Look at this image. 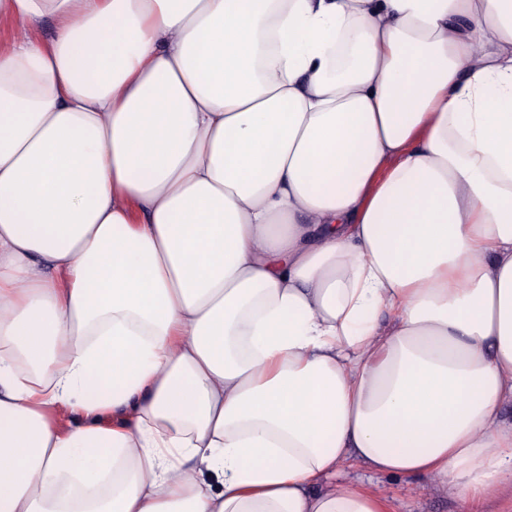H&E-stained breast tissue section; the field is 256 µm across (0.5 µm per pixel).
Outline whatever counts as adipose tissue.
<instances>
[{
	"instance_id": "ef3b65f1",
	"label": "adipose tissue",
	"mask_w": 512,
	"mask_h": 512,
	"mask_svg": "<svg viewBox=\"0 0 512 512\" xmlns=\"http://www.w3.org/2000/svg\"><path fill=\"white\" fill-rule=\"evenodd\" d=\"M0 19V512L512 486V0Z\"/></svg>"
}]
</instances>
